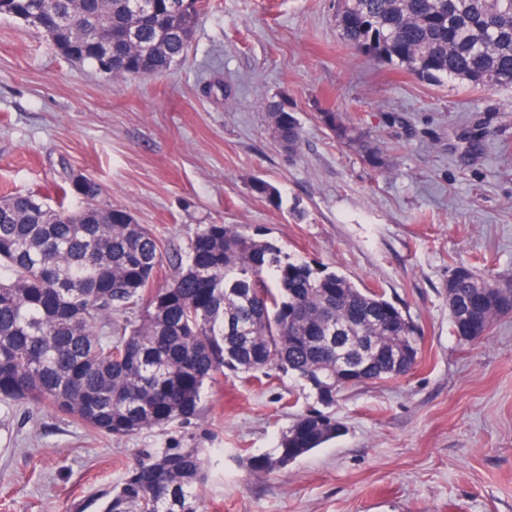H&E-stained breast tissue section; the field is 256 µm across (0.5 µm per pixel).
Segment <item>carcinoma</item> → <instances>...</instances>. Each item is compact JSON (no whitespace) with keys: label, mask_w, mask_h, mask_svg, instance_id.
I'll return each instance as SVG.
<instances>
[{"label":"carcinoma","mask_w":512,"mask_h":512,"mask_svg":"<svg viewBox=\"0 0 512 512\" xmlns=\"http://www.w3.org/2000/svg\"><path fill=\"white\" fill-rule=\"evenodd\" d=\"M200 0H154L171 18L159 29L133 0H0V15L37 10L67 15L50 35L57 47L125 43L115 79L161 73L180 60ZM336 25L355 49L424 80L450 77L484 89L512 88V0H339ZM273 138L299 148L302 130L281 101L266 106ZM336 141L374 167L382 155L336 112L320 113ZM251 190L277 206L280 192L255 179ZM76 199L73 207L69 200ZM0 209V398L54 409L118 440L198 415L206 385L228 370L256 374L274 366L307 389L320 409L298 416L276 448L250 468L273 473L337 438L330 408L344 389L411 374L421 330L402 307L260 240L234 224H202L171 283L150 288L162 242L126 208L60 186L49 204L32 193ZM141 301L134 322L112 313ZM454 335L475 342L512 315V288L458 266L448 278ZM206 473L196 448H166L136 463L105 494L101 512H199Z\"/></svg>","instance_id":"obj_1"}]
</instances>
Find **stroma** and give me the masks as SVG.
Returning a JSON list of instances; mask_svg holds the SVG:
<instances>
[{"label":"stroma","instance_id":"stroma-1","mask_svg":"<svg viewBox=\"0 0 512 512\" xmlns=\"http://www.w3.org/2000/svg\"><path fill=\"white\" fill-rule=\"evenodd\" d=\"M337 0H205L182 60L124 80L61 57L0 16V197L55 199L84 175L164 244L165 287L202 224H236L400 304L422 331L409 377L343 391L342 436L271 474L312 402L287 375L226 373L195 419L120 440L44 406L0 401V512H99L128 469L165 448L206 460L200 512H512V316L478 342L448 317L464 265L512 285V89L429 81L358 54ZM285 101L303 140L273 139ZM379 148L375 168L319 118ZM275 185L281 206L250 189ZM269 127L273 138L287 151L297 150L302 142V130L296 117L281 101H270L267 106Z\"/></svg>","mask_w":512,"mask_h":512}]
</instances>
